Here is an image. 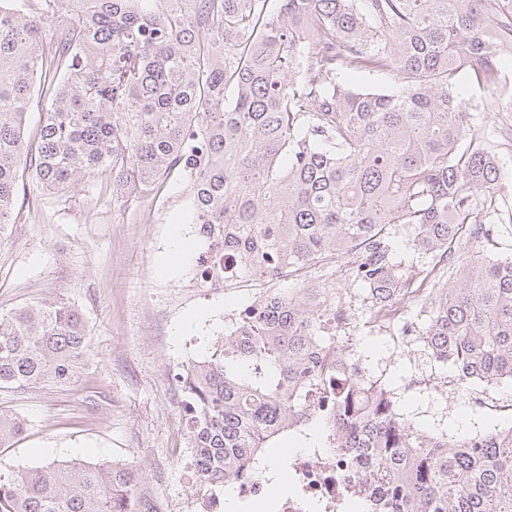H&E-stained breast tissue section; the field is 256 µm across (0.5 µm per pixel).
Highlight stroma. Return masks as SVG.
<instances>
[{
	"instance_id": "obj_1",
	"label": "stroma",
	"mask_w": 512,
	"mask_h": 512,
	"mask_svg": "<svg viewBox=\"0 0 512 512\" xmlns=\"http://www.w3.org/2000/svg\"><path fill=\"white\" fill-rule=\"evenodd\" d=\"M473 120L490 134L499 195L511 208L512 112L479 111ZM190 219L181 182L126 207L113 202L107 176L60 196L31 179L19 182L14 221L0 230V312L66 299L82 310L91 349L73 385L0 391V409L28 423L22 438L0 446L1 473L75 459L130 464L154 505L177 495L188 450L172 372L209 356L233 311L264 287H201L192 260L168 264L174 234L194 233ZM308 277L336 285L351 313L343 330L348 351L395 388L402 412L423 429L466 438L512 426L511 381L462 385L430 359L419 334L431 283L401 300L393 323L371 318L346 266L313 267Z\"/></svg>"
}]
</instances>
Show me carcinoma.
Instances as JSON below:
<instances>
[{"mask_svg": "<svg viewBox=\"0 0 512 512\" xmlns=\"http://www.w3.org/2000/svg\"><path fill=\"white\" fill-rule=\"evenodd\" d=\"M0 0V225L24 174L58 193L109 175L112 200L157 196L172 175L212 256V288L301 279L352 258L379 318L414 280L396 229L435 265L420 334L460 382L512 381V257L462 256L503 221L499 166L459 91L512 100V0ZM389 71V91L351 73ZM43 116L25 144L33 89ZM336 287L266 288L224 340L179 366L198 481L219 490L267 471L284 442L340 448L363 466L366 512H512V427L473 438L425 431L340 335ZM82 311L60 298L0 314V390L64 386L90 348ZM26 432L0 411V446ZM128 465L84 461L0 474V512H144Z\"/></svg>", "mask_w": 512, "mask_h": 512, "instance_id": "cac0c4a2", "label": "carcinoma"}]
</instances>
